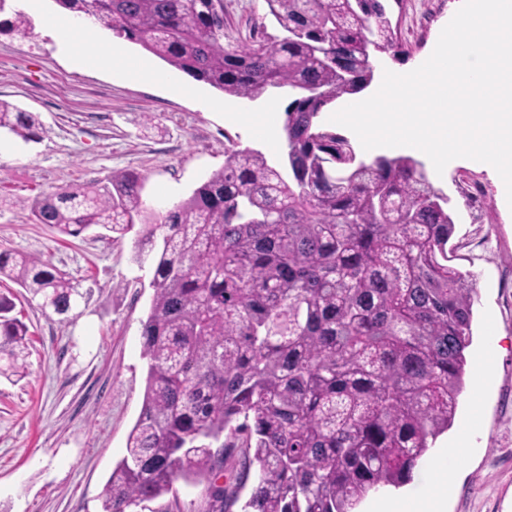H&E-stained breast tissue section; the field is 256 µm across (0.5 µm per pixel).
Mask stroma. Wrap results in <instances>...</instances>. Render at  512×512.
Instances as JSON below:
<instances>
[{"label": "stroma", "instance_id": "1", "mask_svg": "<svg viewBox=\"0 0 512 512\" xmlns=\"http://www.w3.org/2000/svg\"><path fill=\"white\" fill-rule=\"evenodd\" d=\"M407 54L382 57L381 68L425 61L461 0H386ZM263 0H224V41L246 39ZM0 99L37 113L43 131L26 143L0 134V249L34 254L69 272L89 291L74 313L42 309L10 280L13 314L29 328V367L19 382L0 379V512H100L98 496L143 400L146 363L141 322L148 310L150 265L134 260V238L107 232L72 238L33 223L27 199L133 169L149 207L187 198L224 164L230 142L281 156L280 142L252 138L225 119L224 96L194 83L183 95L167 86L91 69L71 70L54 42L0 32ZM434 183L457 217L448 244L452 264L476 279L471 356L491 353L482 391L466 385L453 429L440 437L415 481L417 502L434 486L442 451L455 447L471 418L480 429L461 459L447 512H512V207L500 177L484 163L450 162Z\"/></svg>", "mask_w": 512, "mask_h": 512}]
</instances>
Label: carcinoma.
I'll return each mask as SVG.
<instances>
[{"label": "carcinoma", "mask_w": 512, "mask_h": 512, "mask_svg": "<svg viewBox=\"0 0 512 512\" xmlns=\"http://www.w3.org/2000/svg\"><path fill=\"white\" fill-rule=\"evenodd\" d=\"M224 96L288 94L278 163L234 144L224 166L164 212L142 178L115 172L24 203L37 224L77 238L135 235L152 294L147 372L126 453L101 512H133L174 485L213 483L230 448L241 481L201 512H357L399 490L454 425L472 344L475 279L448 264V196L411 155L362 159L320 121L404 49L382 0H265L258 39L224 45V0H54ZM272 18L281 35L267 32ZM10 31L32 21L14 13ZM41 123L0 100V132L39 140ZM0 276L69 313L79 282L36 255L0 251ZM0 296V376L27 374L28 327Z\"/></svg>", "instance_id": "carcinoma-1"}]
</instances>
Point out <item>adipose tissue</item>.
Instances as JSON below:
<instances>
[{"mask_svg": "<svg viewBox=\"0 0 512 512\" xmlns=\"http://www.w3.org/2000/svg\"><path fill=\"white\" fill-rule=\"evenodd\" d=\"M15 2L17 8L40 16L44 28L55 35L60 53L71 59L75 69L80 70L94 65L118 75L132 74L142 79L150 77L151 71L147 65L127 56L119 43L98 45L90 50L78 48L74 42L76 32L82 29L86 34H93V25L81 27L73 17L45 14L42 0H15ZM223 110L230 119L250 126L258 138L268 142L276 140L279 120L275 102L256 103L246 112L233 104L224 105Z\"/></svg>", "mask_w": 512, "mask_h": 512, "instance_id": "1", "label": "adipose tissue"}]
</instances>
